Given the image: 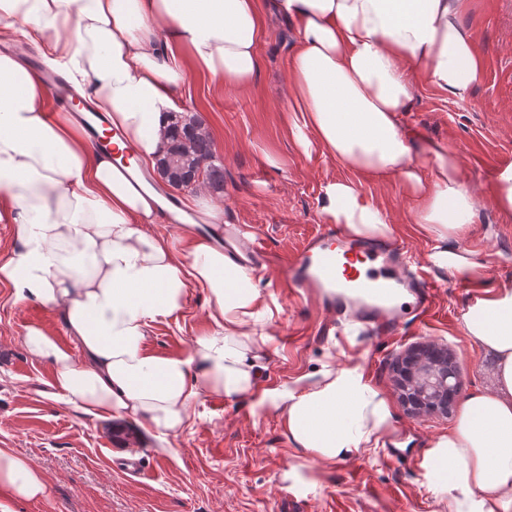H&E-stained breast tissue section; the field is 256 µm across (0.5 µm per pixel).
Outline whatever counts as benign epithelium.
<instances>
[{
  "instance_id": "benign-epithelium-1",
  "label": "benign epithelium",
  "mask_w": 512,
  "mask_h": 512,
  "mask_svg": "<svg viewBox=\"0 0 512 512\" xmlns=\"http://www.w3.org/2000/svg\"><path fill=\"white\" fill-rule=\"evenodd\" d=\"M393 370L399 400L409 414L446 417L453 410L460 395L459 372L447 346L409 348Z\"/></svg>"
}]
</instances>
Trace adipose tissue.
Returning <instances> with one entry per match:
<instances>
[{
  "instance_id": "obj_1",
  "label": "adipose tissue",
  "mask_w": 512,
  "mask_h": 512,
  "mask_svg": "<svg viewBox=\"0 0 512 512\" xmlns=\"http://www.w3.org/2000/svg\"><path fill=\"white\" fill-rule=\"evenodd\" d=\"M462 0H0V39L27 44L101 113L95 150L68 113L49 117L36 71L0 53V223L15 243L0 257V283L16 301L54 310L69 344L41 324L22 343L52 371L58 402L113 418L159 438L178 435L205 396L250 400L280 415L289 443L324 462L376 446L393 427L386 398L338 344L320 368L260 388L270 329L281 306L262 285L249 236L222 207L196 193L176 237L159 191L127 167L154 166L171 112L195 68L219 87H251L260 71L263 11L294 25L289 62L290 130L319 145L351 176L327 183L326 223L354 238H389L395 227L364 180L400 183L412 223L430 244L429 264L471 285L463 314L487 360L489 384L458 405L421 467L449 512H512V281L486 286L484 265L459 249L482 205L457 157L416 144L400 117L417 82L466 101L483 75ZM131 149L128 161L118 152ZM207 299L209 326L188 355L149 347L154 323L181 312L191 289ZM44 473L0 448V512L42 496Z\"/></svg>"
}]
</instances>
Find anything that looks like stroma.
Returning <instances> with one entry per match:
<instances>
[{"label":"stroma","instance_id":"obj_1","mask_svg":"<svg viewBox=\"0 0 512 512\" xmlns=\"http://www.w3.org/2000/svg\"><path fill=\"white\" fill-rule=\"evenodd\" d=\"M460 22L483 62L481 81L463 103L418 84L401 124L415 138L447 145L482 198L460 246L487 265L493 285L512 277V220L489 204L495 171L512 163V0H466ZM297 48L287 23L269 17L251 88L221 89L191 73L178 105L209 129L224 162V220L259 239L254 261L263 280L276 284L282 311L271 327L262 384L315 370L326 348L339 341L395 415L384 447L326 463L292 447L277 415H253L249 402L220 395L192 407L189 428L168 441L142 431L128 439L115 432L113 421L52 399L51 370L27 354L21 337L26 325L38 323L65 344V329L53 310L14 302L11 288L0 285V448L24 452L47 479L45 497L19 504L17 512H440L423 485L421 461L452 420L407 414L393 365L410 346L442 344L457 357L462 393L486 386V359L470 345L462 322L475 290L427 263L428 242L409 223L410 205L398 183L369 180L363 188L396 225L397 244L437 287L433 309L410 317L396 335L378 337L359 322H330L317 301L286 286V258L324 227V186L350 174L320 147L303 151L288 130L285 75ZM207 325L206 296L193 290L184 311L153 325L149 346L188 354ZM130 454L142 460L143 477L126 473Z\"/></svg>","mask_w":512,"mask_h":512}]
</instances>
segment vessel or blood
I'll list each match as a JSON object with an SVG mask.
<instances>
[{
    "label": "vessel or blood",
    "mask_w": 512,
    "mask_h": 512,
    "mask_svg": "<svg viewBox=\"0 0 512 512\" xmlns=\"http://www.w3.org/2000/svg\"><path fill=\"white\" fill-rule=\"evenodd\" d=\"M48 82L56 106L86 111V104L66 81L52 75ZM287 266L292 287L315 289L338 315L363 319L379 336L394 334L404 318V309L395 303L401 291L411 293L422 311L433 297V283L405 268L392 241L356 246L327 231L307 239Z\"/></svg>",
    "instance_id": "obj_1"
}]
</instances>
